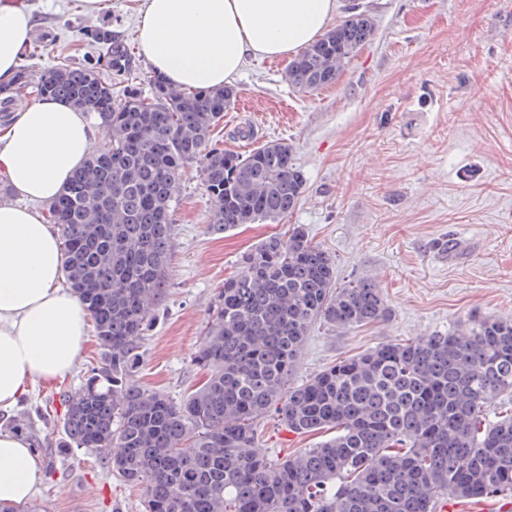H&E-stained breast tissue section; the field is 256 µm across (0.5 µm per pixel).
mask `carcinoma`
Instances as JSON below:
<instances>
[{"label": "carcinoma", "mask_w": 512, "mask_h": 512, "mask_svg": "<svg viewBox=\"0 0 512 512\" xmlns=\"http://www.w3.org/2000/svg\"><path fill=\"white\" fill-rule=\"evenodd\" d=\"M354 14L305 48L288 83L315 91L368 40ZM108 67L130 49L109 30ZM16 83L86 113L106 146L75 171L49 206L66 279L88 312L104 357L65 400L62 449L96 448L125 482L144 487V512H441L449 497L512 495V414L487 419L512 395V320L478 316L409 343H386L292 385L317 321L350 330L389 315L372 281L340 284L336 258L303 228L265 239L224 281L193 356L203 382L176 402L132 380L140 340L165 290L172 224L169 185L185 164L215 208L211 228L275 220L293 211L304 176L283 143L246 154L212 145L230 87L172 90L154 82L117 99L96 64L62 63ZM275 410L296 434L336 430L279 460L257 450L256 426Z\"/></svg>", "instance_id": "cac0c4a2"}]
</instances>
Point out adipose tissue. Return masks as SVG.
Segmentation results:
<instances>
[{
  "label": "adipose tissue",
  "instance_id": "ef3b65f1",
  "mask_svg": "<svg viewBox=\"0 0 512 512\" xmlns=\"http://www.w3.org/2000/svg\"><path fill=\"white\" fill-rule=\"evenodd\" d=\"M339 0H143L137 28L151 70L177 89L230 83L247 57L296 55L325 32ZM35 26L21 0H0V84L16 77ZM96 129L84 112L46 97L0 128V173L14 200H0V410L36 384L76 368L87 313L65 288L66 258L40 206L53 203L90 156ZM39 458L19 432H0V504L33 495Z\"/></svg>",
  "mask_w": 512,
  "mask_h": 512
}]
</instances>
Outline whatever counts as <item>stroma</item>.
Masks as SVG:
<instances>
[{
  "label": "stroma",
  "mask_w": 512,
  "mask_h": 512,
  "mask_svg": "<svg viewBox=\"0 0 512 512\" xmlns=\"http://www.w3.org/2000/svg\"><path fill=\"white\" fill-rule=\"evenodd\" d=\"M142 0H106L96 15L81 0H25L36 17L40 74L62 60L93 57L115 92L150 94L153 73L137 45ZM334 24L352 13L374 31L336 81L303 92L286 79L289 61L248 59L237 97L213 132L217 146L246 153L285 143L303 172L304 192L276 222L213 232L214 203L196 164L171 196L167 287L144 332L139 384L183 399L204 378L191 358L218 288L240 255L270 235L301 226L335 257L339 282L381 288L387 318L339 331L314 323L294 383L385 343L445 332L475 315L512 319V0H341ZM107 29L130 45L128 72L112 74L102 45L83 34ZM102 350L88 335L71 377L36 385L0 430L22 427L40 458L32 498L38 512H143L144 493L112 472L93 448L61 451L48 398L77 391ZM327 432H289L276 412L257 425V445L283 458Z\"/></svg>",
  "instance_id": "obj_1"
}]
</instances>
